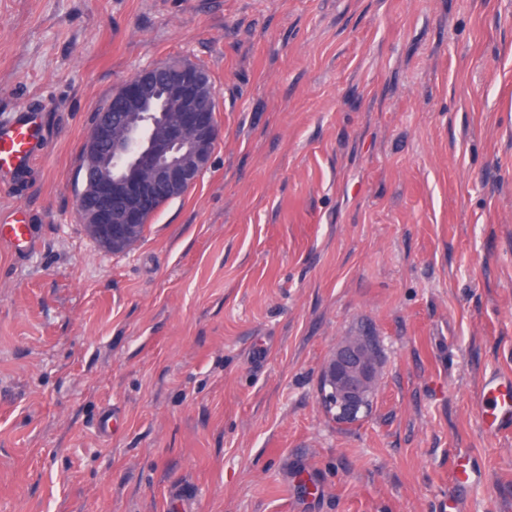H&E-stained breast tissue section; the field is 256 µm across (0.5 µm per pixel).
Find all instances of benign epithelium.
<instances>
[{"instance_id": "7a95c632", "label": "benign epithelium", "mask_w": 512, "mask_h": 512, "mask_svg": "<svg viewBox=\"0 0 512 512\" xmlns=\"http://www.w3.org/2000/svg\"><path fill=\"white\" fill-rule=\"evenodd\" d=\"M215 97L207 71L186 59L145 68L113 94L86 141L90 164L77 198L81 223L103 249L134 243L158 187L180 197L210 167L220 138ZM380 375L369 332L336 345L322 396L337 424L367 417Z\"/></svg>"}]
</instances>
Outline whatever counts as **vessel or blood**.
I'll use <instances>...</instances> for the list:
<instances>
[{
	"instance_id": "1",
	"label": "vessel or blood",
	"mask_w": 512,
	"mask_h": 512,
	"mask_svg": "<svg viewBox=\"0 0 512 512\" xmlns=\"http://www.w3.org/2000/svg\"><path fill=\"white\" fill-rule=\"evenodd\" d=\"M46 131L37 114L18 111L13 121L0 127V176L14 178L27 173L35 160V147L44 142ZM32 228L27 224L7 222L0 225V247L11 250L31 245ZM481 405L489 431L512 429V379L493 376L483 386ZM480 473L474 469H459L448 493V512H459V492L477 481Z\"/></svg>"
}]
</instances>
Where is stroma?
<instances>
[{"label": "stroma", "instance_id": "1", "mask_svg": "<svg viewBox=\"0 0 512 512\" xmlns=\"http://www.w3.org/2000/svg\"><path fill=\"white\" fill-rule=\"evenodd\" d=\"M186 57L213 163L130 250L77 214L95 113ZM42 113L0 218V512H512V0H0V124ZM383 364L337 425L324 367ZM32 243V227L29 224H14L6 221L0 225V247L7 246L12 251ZM380 375L376 338L368 331L352 332L336 345L323 371L322 396L337 424L353 425L367 417ZM481 405L486 428L491 432L512 427V379L491 376L483 386ZM480 478V472L474 469L460 468L454 475L451 490L448 492V501L444 510L448 512H458L460 495L459 491L466 485L477 481Z\"/></svg>", "mask_w": 512, "mask_h": 512}]
</instances>
